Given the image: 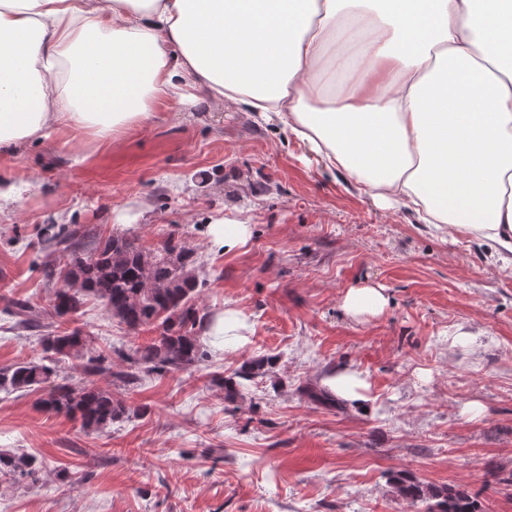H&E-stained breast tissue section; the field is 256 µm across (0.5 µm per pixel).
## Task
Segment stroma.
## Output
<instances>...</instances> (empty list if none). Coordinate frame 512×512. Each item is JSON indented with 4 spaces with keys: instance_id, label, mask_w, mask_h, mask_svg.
I'll use <instances>...</instances> for the list:
<instances>
[{
    "instance_id": "35a3bbf8",
    "label": "stroma",
    "mask_w": 512,
    "mask_h": 512,
    "mask_svg": "<svg viewBox=\"0 0 512 512\" xmlns=\"http://www.w3.org/2000/svg\"><path fill=\"white\" fill-rule=\"evenodd\" d=\"M306 155L282 124L210 98L165 101L110 143L60 128L0 155V178L17 187L0 203V368L42 354L4 309L53 294L45 224L152 247L176 233L204 265L199 306L249 324L233 344L203 337L194 370L94 377L131 410L99 433L43 412L40 392L0 391V451L45 464L37 484L0 482V512H427L398 496L401 470L512 512V265L379 208ZM219 224L249 225L247 243L224 251ZM364 285L384 287L382 314L342 310L341 295ZM74 319L94 349L155 335L91 299ZM263 356L273 372L226 399L213 374ZM339 368L365 380V406L308 398Z\"/></svg>"
}]
</instances>
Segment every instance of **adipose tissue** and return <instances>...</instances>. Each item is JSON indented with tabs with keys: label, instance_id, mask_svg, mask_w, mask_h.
<instances>
[{
	"label": "adipose tissue",
	"instance_id": "obj_1",
	"mask_svg": "<svg viewBox=\"0 0 512 512\" xmlns=\"http://www.w3.org/2000/svg\"><path fill=\"white\" fill-rule=\"evenodd\" d=\"M202 94L512 255V0H0V150Z\"/></svg>",
	"mask_w": 512,
	"mask_h": 512
}]
</instances>
